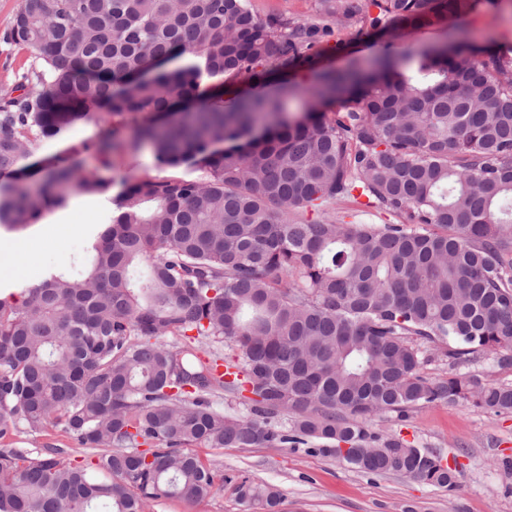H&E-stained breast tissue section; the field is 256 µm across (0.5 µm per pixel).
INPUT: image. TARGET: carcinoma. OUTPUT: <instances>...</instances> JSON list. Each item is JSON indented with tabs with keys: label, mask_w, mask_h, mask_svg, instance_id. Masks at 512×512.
Segmentation results:
<instances>
[{
	"label": "carcinoma",
	"mask_w": 512,
	"mask_h": 512,
	"mask_svg": "<svg viewBox=\"0 0 512 512\" xmlns=\"http://www.w3.org/2000/svg\"><path fill=\"white\" fill-rule=\"evenodd\" d=\"M320 2L340 25L418 30L464 20L478 0ZM6 39L39 68L0 97V224H36L73 191L110 194L75 156L33 183L21 167L33 143L92 115H150L101 143L102 166L147 144L176 173L123 182L80 276L52 269L0 298V438L61 426L99 450L87 465L59 448L0 450V512L198 500L215 474L189 446L275 447L288 442L276 420L358 472L456 491L441 453L370 425L435 402L512 412V385L429 378L408 340L512 367V55L424 46L365 76L326 71L226 103L214 84L288 67L310 50L308 28L250 0H20ZM342 91L345 111L315 110ZM182 100L197 107L161 121ZM345 198L390 220L346 222ZM168 333L180 343L164 345ZM208 338L233 355L202 356ZM223 393L240 414L213 408ZM225 481L246 512H280L275 486Z\"/></svg>",
	"instance_id": "carcinoma-1"
}]
</instances>
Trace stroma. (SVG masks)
Here are the masks:
<instances>
[{
  "instance_id": "obj_1",
  "label": "stroma",
  "mask_w": 512,
  "mask_h": 512,
  "mask_svg": "<svg viewBox=\"0 0 512 512\" xmlns=\"http://www.w3.org/2000/svg\"><path fill=\"white\" fill-rule=\"evenodd\" d=\"M251 5L259 15H281L311 29V50L287 71L289 79L304 86L327 69L365 68L379 53H398L464 35L484 47L503 41L512 44V0H479L464 22L451 20L440 26L396 32L367 31L358 21L337 27L322 14L319 0H251ZM18 7L19 0H0V95L12 91L34 62L29 49L5 38ZM137 122L134 116L111 127L92 119L78 122L62 139L36 142L24 164L37 179L57 155L65 153L78 155L85 168L100 170L107 178L168 176V168L158 165L146 146L133 154L115 151L111 167H102L99 144L108 138L129 139ZM111 218L112 207L103 198L72 193L66 208L53 210L44 218L48 224L71 225V232L45 240L36 248L29 261L30 273L43 277L52 268L82 271L93 235ZM372 429L384 437L398 435L417 447L442 452L460 471L458 489L449 493L400 476L362 475L336 457L319 452L315 439L294 448L197 445L193 451L217 472L246 475L274 485L284 498L285 512H402L408 504L418 512H512V413L497 414L465 401L436 402L412 409L402 420L396 414H386L375 419ZM0 448L24 452L59 448L64 458L76 465L92 458L90 450L79 447L62 428L51 426L0 438ZM144 512H243V507L236 500L233 484L227 482L194 502L164 497L148 501Z\"/></svg>"
}]
</instances>
